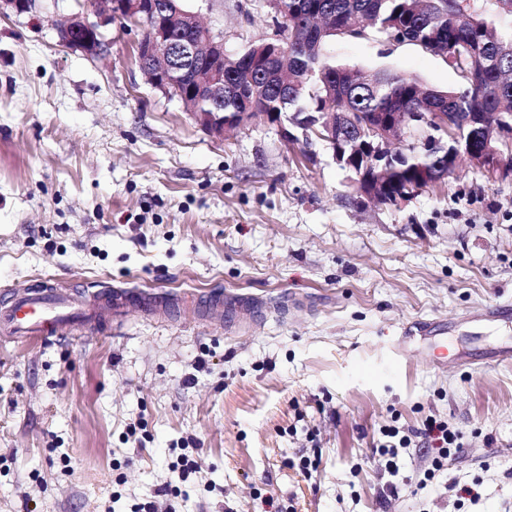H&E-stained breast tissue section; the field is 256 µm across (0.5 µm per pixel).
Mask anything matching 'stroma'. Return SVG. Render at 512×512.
<instances>
[{
    "mask_svg": "<svg viewBox=\"0 0 512 512\" xmlns=\"http://www.w3.org/2000/svg\"><path fill=\"white\" fill-rule=\"evenodd\" d=\"M82 0L0 15V306L18 288L244 294L249 327L129 309L63 336L0 339V512H512V179L460 162L398 205L353 190L323 143L262 119L209 135L140 69L113 21L89 58L58 26ZM235 54L268 34L264 0H187ZM337 65L441 90L439 56L375 32ZM432 333L396 345L407 329ZM458 431L442 463L426 418ZM411 436L390 472L384 431ZM197 444L200 469L171 470ZM317 455L311 473L301 457ZM174 485L173 498L156 491ZM476 487L478 499L465 495Z\"/></svg>",
    "mask_w": 512,
    "mask_h": 512,
    "instance_id": "1",
    "label": "stroma"
}]
</instances>
